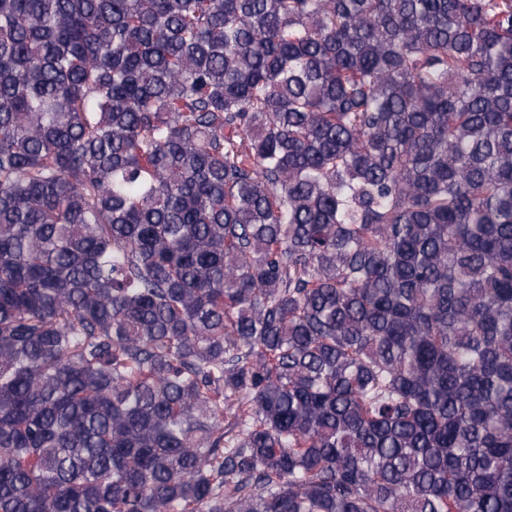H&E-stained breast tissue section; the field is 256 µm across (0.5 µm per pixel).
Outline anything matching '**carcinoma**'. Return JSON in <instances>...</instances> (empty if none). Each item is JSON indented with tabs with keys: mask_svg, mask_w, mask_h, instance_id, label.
<instances>
[{
	"mask_svg": "<svg viewBox=\"0 0 512 512\" xmlns=\"http://www.w3.org/2000/svg\"><path fill=\"white\" fill-rule=\"evenodd\" d=\"M0 512H512V0H0Z\"/></svg>",
	"mask_w": 512,
	"mask_h": 512,
	"instance_id": "cac0c4a2",
	"label": "carcinoma"
}]
</instances>
